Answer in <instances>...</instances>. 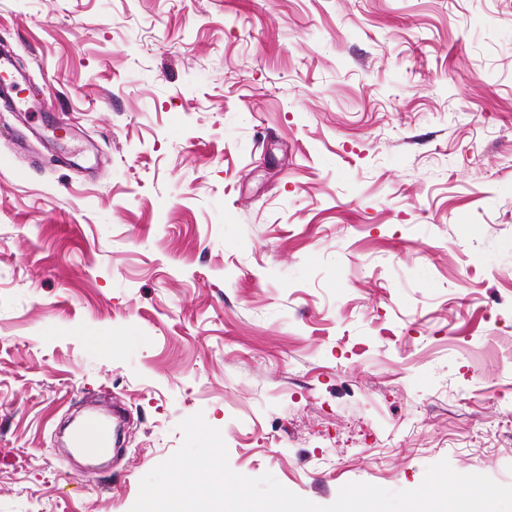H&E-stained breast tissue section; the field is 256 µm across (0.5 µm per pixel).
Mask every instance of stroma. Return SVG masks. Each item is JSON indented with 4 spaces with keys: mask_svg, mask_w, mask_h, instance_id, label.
I'll use <instances>...</instances> for the list:
<instances>
[{
    "mask_svg": "<svg viewBox=\"0 0 512 512\" xmlns=\"http://www.w3.org/2000/svg\"><path fill=\"white\" fill-rule=\"evenodd\" d=\"M0 43V512H130L197 413L319 505L512 484V0H0ZM14 65L9 52H0V92L6 102L23 112H33L36 107L25 99L18 98V94L13 90V85L18 84L13 74ZM112 430L110 425L97 417H90L72 434L71 448H88L93 451H103L110 448Z\"/></svg>",
    "mask_w": 512,
    "mask_h": 512,
    "instance_id": "stroma-1",
    "label": "stroma"
}]
</instances>
